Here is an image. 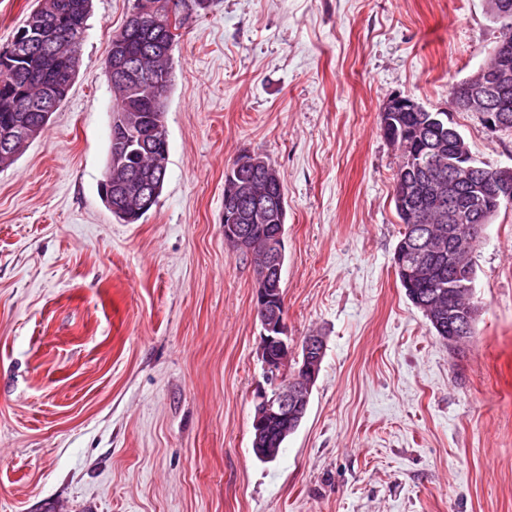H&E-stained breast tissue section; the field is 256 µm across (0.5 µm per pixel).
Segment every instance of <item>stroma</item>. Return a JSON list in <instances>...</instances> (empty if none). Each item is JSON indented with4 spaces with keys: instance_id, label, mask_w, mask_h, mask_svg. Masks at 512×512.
<instances>
[{
    "instance_id": "1",
    "label": "stroma",
    "mask_w": 512,
    "mask_h": 512,
    "mask_svg": "<svg viewBox=\"0 0 512 512\" xmlns=\"http://www.w3.org/2000/svg\"><path fill=\"white\" fill-rule=\"evenodd\" d=\"M133 6L92 0L66 101L0 167V512H512V206L473 254L475 333L448 346L395 273L379 131L409 96L512 167V134L448 109L500 37L484 0H214L172 46L162 194L122 224L104 68ZM246 152L285 190L288 334L326 341L267 464L255 273L224 241ZM300 424H298V425L294 424V425L288 426V428L282 427L279 424H273V425L268 426L266 436H270L271 441L276 442V446L272 447V448H257L256 442L254 440L255 439V430L253 429V435H252V441H251L252 451H253V448H257V451L259 453H266L268 455H274L275 453H274L273 448H280V451H281V449L284 448V444L288 440V437L296 432V430L299 428ZM280 451H279L278 455L272 460L262 459L257 454H255L254 451H253V453L259 461H261L263 463H269V462L275 461L278 458Z\"/></svg>"
}]
</instances>
